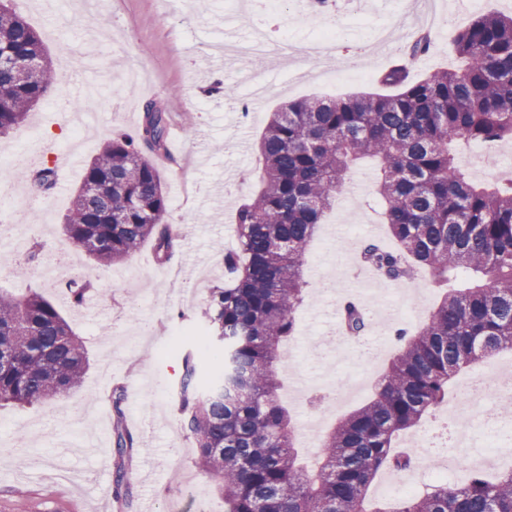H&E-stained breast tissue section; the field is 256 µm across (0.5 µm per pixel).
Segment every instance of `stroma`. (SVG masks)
Returning a JSON list of instances; mask_svg holds the SVG:
<instances>
[{"instance_id": "obj_1", "label": "stroma", "mask_w": 512, "mask_h": 512, "mask_svg": "<svg viewBox=\"0 0 512 512\" xmlns=\"http://www.w3.org/2000/svg\"><path fill=\"white\" fill-rule=\"evenodd\" d=\"M374 2L337 0L328 12L307 5L278 12L279 29L289 33L292 50L258 67L216 50L223 41L248 39L252 20L265 18L253 0L230 6L225 0H101L93 26L77 0H55L48 12L12 0L15 12L39 33L59 81L27 122L0 137V224L21 226L25 236L20 251L0 243V289L19 294L35 288L58 302L89 353L90 367L83 387L70 395L0 409V512H224L223 498L197 465L192 440L181 428L179 351L191 348L202 327L210 288L225 282L224 252L237 236L236 209L262 180L257 143L270 113L284 102L313 96L396 93V86L380 77L394 64L398 48L379 42L376 31L398 29L405 13L398 4L374 10ZM321 30L336 32L339 52L326 63L306 64L296 49ZM431 34L435 49L411 69L410 79L466 66L455 49L454 28L436 26ZM71 49L84 58V82L98 90L82 98L96 122L79 141L61 112L72 77ZM216 75L233 95L211 89ZM149 101L166 113L170 127L168 155L159 166L176 236L173 256L158 262L148 242L132 258L102 269L70 246L61 224L83 178V162L112 133L136 138ZM190 127L195 133L189 137ZM19 152L38 169L68 152L78 153L82 164L66 169L51 192H24L17 187ZM380 169L375 158L351 164L344 186L353 195L338 199L319 225L303 266L310 296L299 311L298 336L305 348L282 378H297L322 393L343 381L362 385L356 397L332 410L323 424L327 432L373 398L375 382L396 352L393 329H418L441 299L430 274H423L421 316L407 309L392 314L376 361L366 360L359 344L343 338L345 300L360 299L376 285L368 280L352 287L341 278V266L359 243L372 238L393 243L378 215ZM33 203L51 206L49 226L26 224ZM30 250L37 251L40 263L57 264L62 279L89 281L98 312L62 302L57 284L36 272L15 276ZM117 389L124 393L135 439L126 499L113 492L111 396ZM501 405L493 399L469 414L476 452L512 437ZM22 454L30 460L24 468L16 465Z\"/></svg>"}]
</instances>
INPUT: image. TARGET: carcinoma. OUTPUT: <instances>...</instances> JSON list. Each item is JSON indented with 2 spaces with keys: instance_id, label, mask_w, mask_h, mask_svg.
Wrapping results in <instances>:
<instances>
[{
  "instance_id": "1",
  "label": "carcinoma",
  "mask_w": 512,
  "mask_h": 512,
  "mask_svg": "<svg viewBox=\"0 0 512 512\" xmlns=\"http://www.w3.org/2000/svg\"><path fill=\"white\" fill-rule=\"evenodd\" d=\"M433 48L419 33L402 56L413 64ZM463 71L435 70L418 82L407 67L383 81L395 95L290 101L271 113L259 141L262 187L237 210L238 248L224 254L230 285L213 288L201 346L218 357L216 380L201 383V357H183L182 429L198 463L224 494L225 512H370L371 483L383 469L406 472L415 460L393 446L400 432L453 396L458 371L512 348V183L480 186L461 171L454 141L512 142V16L488 12L458 27ZM0 136L22 124L58 81L38 33L0 0ZM168 123L146 105L139 142L114 134L85 166L62 231L100 267L131 258L154 242L157 260L172 254L169 202L160 170L141 147L166 151ZM383 163L377 193L398 247L366 241L361 259L389 282L431 273L444 300L415 334L395 330L401 349L376 396L324 441L312 472L295 466L290 414L279 401V370L308 299L302 277L307 247L323 214L336 207L349 163ZM474 279L463 291L448 289ZM87 281L66 283L79 306ZM348 335L368 326L363 309L344 306ZM88 354L69 322L38 292H0V406H30L78 389ZM114 392L112 455L116 494L128 491L134 445ZM385 512H512V471L488 480L435 486Z\"/></svg>"
}]
</instances>
